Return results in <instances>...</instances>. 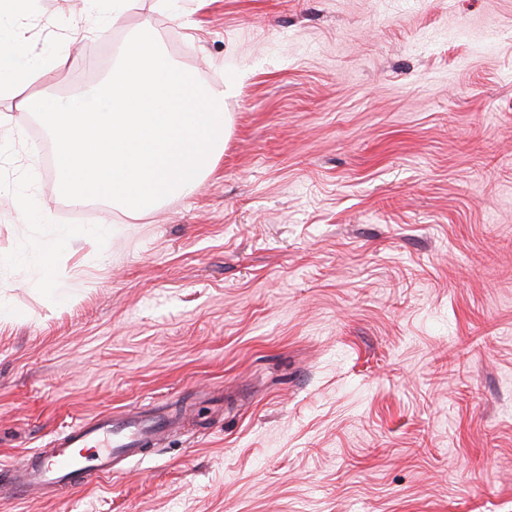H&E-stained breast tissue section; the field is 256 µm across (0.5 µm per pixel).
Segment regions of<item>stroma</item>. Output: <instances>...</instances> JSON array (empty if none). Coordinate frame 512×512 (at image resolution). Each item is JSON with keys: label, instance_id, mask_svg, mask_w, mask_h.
Listing matches in <instances>:
<instances>
[{"label": "stroma", "instance_id": "obj_1", "mask_svg": "<svg viewBox=\"0 0 512 512\" xmlns=\"http://www.w3.org/2000/svg\"><path fill=\"white\" fill-rule=\"evenodd\" d=\"M33 0L0 100V463L75 419L174 426L110 478L0 512H512V0ZM150 21L226 145L134 220L59 191L20 111L112 74ZM109 224L48 267L49 224ZM71 288L66 302L52 285Z\"/></svg>", "mask_w": 512, "mask_h": 512}]
</instances>
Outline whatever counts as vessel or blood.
I'll list each match as a JSON object with an SVG mask.
<instances>
[{"label":"vessel or blood","mask_w":512,"mask_h":512,"mask_svg":"<svg viewBox=\"0 0 512 512\" xmlns=\"http://www.w3.org/2000/svg\"><path fill=\"white\" fill-rule=\"evenodd\" d=\"M164 429L161 417L146 412L131 418L101 414L75 420L47 447L36 449V461L26 469L0 464V489L22 497L50 486L65 490L87 479L111 477L116 458L145 453Z\"/></svg>","instance_id":"obj_1"}]
</instances>
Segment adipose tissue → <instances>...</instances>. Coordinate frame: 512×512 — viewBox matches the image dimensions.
Wrapping results in <instances>:
<instances>
[{
	"label": "adipose tissue",
	"mask_w": 512,
	"mask_h": 512,
	"mask_svg": "<svg viewBox=\"0 0 512 512\" xmlns=\"http://www.w3.org/2000/svg\"><path fill=\"white\" fill-rule=\"evenodd\" d=\"M31 52L21 27L17 0H0V95H10L26 87L34 77L56 69L58 60L30 62Z\"/></svg>",
	"instance_id": "ef3b65f1"
}]
</instances>
